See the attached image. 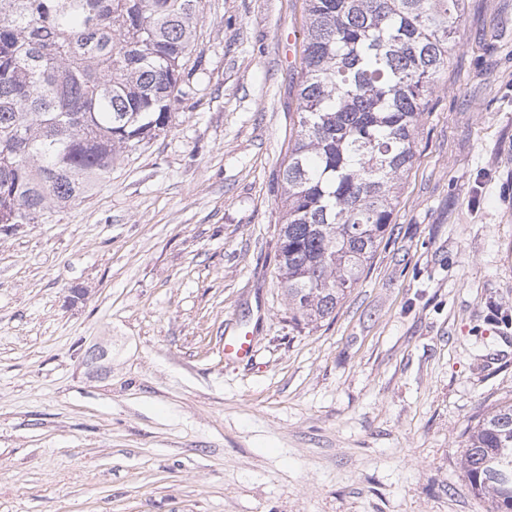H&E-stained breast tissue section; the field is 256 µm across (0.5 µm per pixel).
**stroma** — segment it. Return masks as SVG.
I'll return each instance as SVG.
<instances>
[{
  "instance_id": "obj_1",
  "label": "stroma",
  "mask_w": 512,
  "mask_h": 512,
  "mask_svg": "<svg viewBox=\"0 0 512 512\" xmlns=\"http://www.w3.org/2000/svg\"><path fill=\"white\" fill-rule=\"evenodd\" d=\"M304 25L201 0L165 130L0 234V512H486L461 462L512 401V0H465L384 240L314 329L274 257ZM252 353L249 337L241 335L225 336L224 357L230 360H244Z\"/></svg>"
}]
</instances>
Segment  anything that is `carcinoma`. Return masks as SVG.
<instances>
[{
    "instance_id": "cac0c4a2",
    "label": "carcinoma",
    "mask_w": 512,
    "mask_h": 512,
    "mask_svg": "<svg viewBox=\"0 0 512 512\" xmlns=\"http://www.w3.org/2000/svg\"><path fill=\"white\" fill-rule=\"evenodd\" d=\"M299 130L277 261L292 321L336 311L391 224L464 0H306ZM200 0H0V233L89 196L192 92ZM512 402L468 430L463 469L512 512Z\"/></svg>"
}]
</instances>
